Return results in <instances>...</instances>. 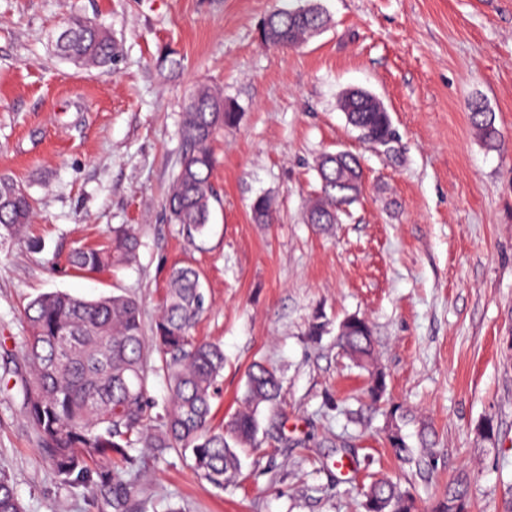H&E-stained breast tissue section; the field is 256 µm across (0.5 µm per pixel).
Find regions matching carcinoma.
<instances>
[{"label":"carcinoma","instance_id":"carcinoma-1","mask_svg":"<svg viewBox=\"0 0 512 512\" xmlns=\"http://www.w3.org/2000/svg\"><path fill=\"white\" fill-rule=\"evenodd\" d=\"M263 39L276 48L307 43L330 26L319 0L307 6L276 12L263 23ZM57 55L78 66L112 65L109 33L98 23L73 16L57 38ZM351 123L386 139L394 134L389 113L370 92L358 89L340 101ZM472 126L490 148L502 146L493 113L479 101L468 103ZM240 112L224 92L206 84L191 92L181 127L182 156L165 199L169 222L191 240L208 232L212 203L218 199L211 183L209 143L226 128L237 126ZM320 180L318 198L307 208L305 220L319 228L337 224L344 208L362 191L359 159L345 153L321 155L316 162ZM256 224H271L276 210L266 196L251 205ZM33 217V201L8 175H0V238L19 237ZM137 235L127 227L114 231L112 242L99 248H76L71 265L97 271L116 262L136 260ZM206 310L199 272L176 266L169 275L162 307L147 339L140 303L127 294L85 299L61 291L45 292L27 305L26 336L14 369L0 381L15 378L28 426L41 457L62 481L80 487L90 498L101 487L112 488V507L123 512L137 482L132 473L138 448H150L158 457L171 451L189 453L191 468L208 483L223 487L241 468L238 448L256 445L257 413L273 410L281 401L282 384L276 372L255 364L248 373L243 407L216 430L211 427L212 400L224 371V350L218 344L191 336ZM339 345L352 359L369 365L374 338L368 322L356 315L339 326ZM165 380L168 397L162 406L150 401L151 379ZM386 389L382 373L371 371L367 395L378 402ZM395 456L414 459V451L397 433L390 436ZM109 461L94 472L91 462ZM96 476H91V473ZM365 512H416L414 498L387 478L375 479L364 493ZM471 484L465 478L448 483L430 512H469ZM0 512H23L10 478L0 473Z\"/></svg>","mask_w":512,"mask_h":512}]
</instances>
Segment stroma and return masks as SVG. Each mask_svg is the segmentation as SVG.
Segmentation results:
<instances>
[{
  "instance_id": "35a3bbf8",
  "label": "stroma",
  "mask_w": 512,
  "mask_h": 512,
  "mask_svg": "<svg viewBox=\"0 0 512 512\" xmlns=\"http://www.w3.org/2000/svg\"><path fill=\"white\" fill-rule=\"evenodd\" d=\"M296 3L0 0V174L27 189L35 212L22 237L0 239V359L18 353L40 293H126L150 325L171 269L189 264L208 304L193 335L224 350L214 426L241 408L253 363L276 370L282 398L261 411L260 445L241 451L224 488L180 454L135 450L130 508L361 512L375 474L429 507L464 473L472 512H512V0H321L326 31L296 49L268 46L263 18ZM73 14L110 32V67L53 54ZM200 81L223 88L241 119L210 144L221 203L194 244L163 202ZM352 88L383 102L391 152L348 125L339 100ZM475 100L493 112L500 150L473 130ZM337 150L360 156L365 181L322 233L304 209L318 157ZM261 193L275 223L252 220ZM121 225L139 235L135 262L70 266L74 248L105 245ZM352 314L369 322L373 368L386 376L376 411L363 407L370 370L336 342ZM395 432L433 449L424 471L394 457ZM0 471L24 512H113L109 489L90 500L61 482L1 388Z\"/></svg>"
}]
</instances>
